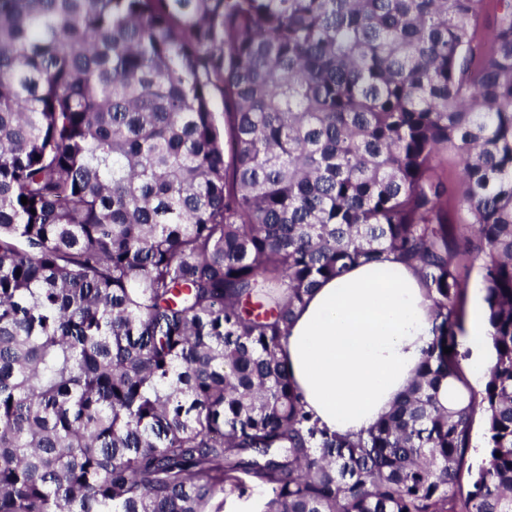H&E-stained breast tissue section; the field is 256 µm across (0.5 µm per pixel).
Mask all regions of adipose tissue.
<instances>
[{"label":"adipose tissue","instance_id":"obj_1","mask_svg":"<svg viewBox=\"0 0 512 512\" xmlns=\"http://www.w3.org/2000/svg\"><path fill=\"white\" fill-rule=\"evenodd\" d=\"M431 302L412 265L387 258L329 279L299 307L279 356L319 427L366 436L415 377L435 339ZM457 342L482 374L493 363L480 289H472Z\"/></svg>","mask_w":512,"mask_h":512}]
</instances>
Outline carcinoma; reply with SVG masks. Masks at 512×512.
<instances>
[{"mask_svg": "<svg viewBox=\"0 0 512 512\" xmlns=\"http://www.w3.org/2000/svg\"><path fill=\"white\" fill-rule=\"evenodd\" d=\"M388 254L437 339L350 440L280 340ZM250 487L265 512H512V0H0V512H224ZM464 333L457 336L458 349L468 353L462 364L468 360L470 368L476 374H482L493 364V352L489 339V325L483 302V292L473 288L463 318ZM268 496V491L264 488L255 487L249 498L239 499L237 494L229 495L227 500L224 503V512H263L264 505L268 501V498H260L258 499L250 508L242 510V502H247L248 500L254 498L255 496Z\"/></svg>", "mask_w": 512, "mask_h": 512, "instance_id": "1", "label": "carcinoma"}]
</instances>
